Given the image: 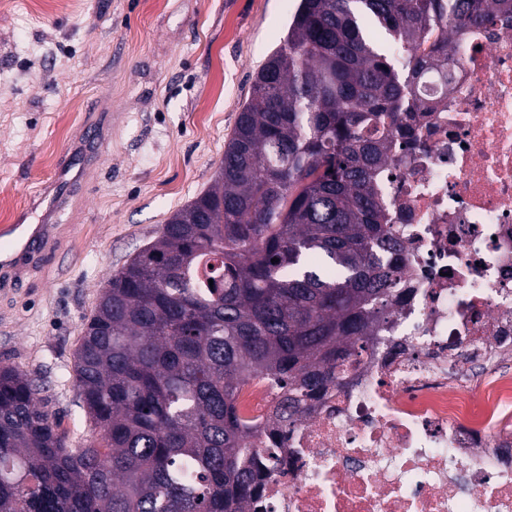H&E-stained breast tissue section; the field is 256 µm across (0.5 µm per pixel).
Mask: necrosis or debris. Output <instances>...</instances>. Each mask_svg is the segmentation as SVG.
<instances>
[{
	"mask_svg": "<svg viewBox=\"0 0 512 512\" xmlns=\"http://www.w3.org/2000/svg\"><path fill=\"white\" fill-rule=\"evenodd\" d=\"M454 40L377 177L404 295L288 427L258 512H512V17ZM275 401L235 405L264 437Z\"/></svg>",
	"mask_w": 512,
	"mask_h": 512,
	"instance_id": "4bbe7bcc",
	"label": "necrosis or debris"
}]
</instances>
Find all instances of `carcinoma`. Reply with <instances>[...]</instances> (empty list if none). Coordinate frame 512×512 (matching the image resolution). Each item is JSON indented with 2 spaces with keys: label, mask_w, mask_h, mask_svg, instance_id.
Returning a JSON list of instances; mask_svg holds the SVG:
<instances>
[{
  "label": "carcinoma",
  "mask_w": 512,
  "mask_h": 512,
  "mask_svg": "<svg viewBox=\"0 0 512 512\" xmlns=\"http://www.w3.org/2000/svg\"><path fill=\"white\" fill-rule=\"evenodd\" d=\"M512 0H300L210 188L112 273L74 353L100 443L70 448L0 366V512H252L274 473L236 413L259 377L295 423L390 312L376 177L434 107L415 83Z\"/></svg>",
  "instance_id": "cac0c4a2"
}]
</instances>
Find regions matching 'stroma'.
<instances>
[{"mask_svg":"<svg viewBox=\"0 0 512 512\" xmlns=\"http://www.w3.org/2000/svg\"><path fill=\"white\" fill-rule=\"evenodd\" d=\"M297 0H8L0 7V227L43 185L97 113L77 200L43 270L0 295V365L25 371L69 447L97 431L79 405L74 353L113 271L213 182L254 77Z\"/></svg>","mask_w":512,"mask_h":512,"instance_id":"1","label":"stroma"}]
</instances>
